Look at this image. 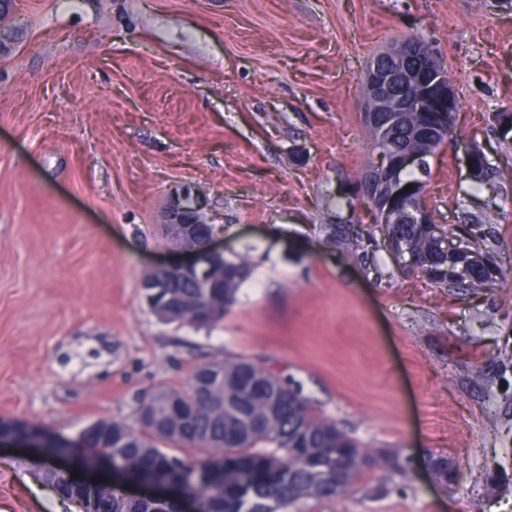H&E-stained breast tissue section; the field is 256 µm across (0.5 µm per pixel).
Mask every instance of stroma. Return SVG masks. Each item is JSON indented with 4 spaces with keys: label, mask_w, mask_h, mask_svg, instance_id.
<instances>
[{
    "label": "stroma",
    "mask_w": 512,
    "mask_h": 512,
    "mask_svg": "<svg viewBox=\"0 0 512 512\" xmlns=\"http://www.w3.org/2000/svg\"><path fill=\"white\" fill-rule=\"evenodd\" d=\"M425 36L462 107L428 159L448 232L487 205L497 274L444 288L377 280L326 233L374 225L337 206L370 157L372 57ZM0 55V418L73 439L193 367L245 357L298 382L369 448L415 459L297 512H512V194L478 188L477 145L512 182V0H15ZM197 198L255 270L211 330L160 322L141 295L182 258L168 207ZM456 461L445 485L430 457ZM37 453L0 444V512H68Z\"/></svg>",
    "instance_id": "1"
}]
</instances>
